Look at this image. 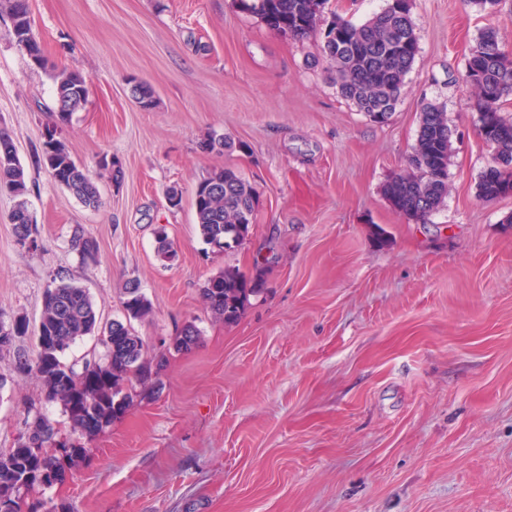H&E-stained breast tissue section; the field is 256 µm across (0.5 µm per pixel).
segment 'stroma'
Here are the masks:
<instances>
[{"label": "stroma", "mask_w": 512, "mask_h": 512, "mask_svg": "<svg viewBox=\"0 0 512 512\" xmlns=\"http://www.w3.org/2000/svg\"><path fill=\"white\" fill-rule=\"evenodd\" d=\"M49 61L88 81L61 138L93 171L99 208L36 162L54 83L0 14V128L25 168L39 246L17 244L0 193V322L38 324L52 280L87 288L108 323L137 281L152 317L133 321L160 382L84 440L86 459L45 490L59 512H512V195L479 198L492 162L465 80L485 29L512 48V0H410L418 55L388 122L345 100L317 50L235 0H29ZM154 91L140 109L127 81ZM453 131L448 195L417 222L384 195L405 169L423 103ZM217 135L227 151L202 149ZM125 172L113 186L100 156ZM221 167L258 192L242 245L199 233L193 190ZM182 190L169 208L166 190ZM98 243L72 249L74 227ZM165 229L174 261L156 254ZM226 269L264 290L227 324L202 289ZM194 323L200 343L172 339ZM24 336L0 352V450L42 398L16 377ZM71 246L82 257L84 261H95L98 254V246L96 241L86 235L85 231L76 227L71 236Z\"/></svg>", "instance_id": "stroma-1"}]
</instances>
